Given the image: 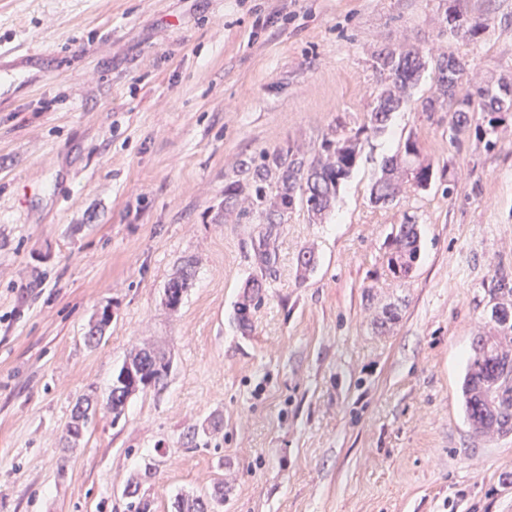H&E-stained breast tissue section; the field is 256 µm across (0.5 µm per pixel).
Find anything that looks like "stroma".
I'll list each match as a JSON object with an SVG mask.
<instances>
[{"instance_id":"35a3bbf8","label":"stroma","mask_w":512,"mask_h":512,"mask_svg":"<svg viewBox=\"0 0 512 512\" xmlns=\"http://www.w3.org/2000/svg\"><path fill=\"white\" fill-rule=\"evenodd\" d=\"M455 12L478 33L452 34ZM402 45L456 55L467 88L512 83V0H0V54L48 61L0 106V512H127L146 470L150 512L218 486L214 512H512V435H477L461 404L472 341L512 286V126L491 149L451 141L450 112L421 107L433 66L335 209L289 211L277 276L249 329L235 320L261 227L225 184L264 150L355 133L386 82L377 54ZM410 136L430 187L372 203ZM407 222L420 253L399 280L386 241ZM141 347L170 368L113 419L112 380Z\"/></svg>"}]
</instances>
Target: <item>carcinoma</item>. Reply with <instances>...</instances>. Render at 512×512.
<instances>
[{"mask_svg":"<svg viewBox=\"0 0 512 512\" xmlns=\"http://www.w3.org/2000/svg\"><path fill=\"white\" fill-rule=\"evenodd\" d=\"M381 71L387 73V84L369 113L368 123L353 135L337 131L325 136L317 156L307 159L290 145L278 146L262 152L261 163L251 177L224 185V203L239 207L240 216L251 224H264L266 231L258 241L255 255L261 277L249 279L243 291L244 299L238 303L236 319L242 329L249 327L251 309L263 299V280L275 272L278 253L275 241L278 226L285 223L288 211L300 203L307 207L311 218L321 220L336 204L341 183L349 177L362 150L361 135L383 132L391 117L403 101V94L416 82L422 63L419 50L404 53L391 50L377 56ZM476 93L483 99V123L471 126L470 112H454L450 125L467 133L475 129L476 136L484 137L493 125L512 119V98L502 101L489 88L481 87ZM416 148L412 163L420 171L421 180L433 177L430 163L420 159L416 140L407 139L403 151L391 156L376 179L372 201L375 204L394 197L406 175L405 157L409 147ZM388 268L396 279L409 276L420 250V232L415 224H401L388 243ZM192 265L186 263L179 279L169 285L173 293L181 296L192 278ZM490 331L475 338L467 360L461 384L464 413L474 431L488 439L512 434V303H497L489 313ZM169 361L164 353L140 349L131 353L118 370L115 380L127 376L128 381L120 393L110 392L108 409L113 420H118L127 399L133 394L155 386L166 376ZM89 408L77 403L67 434L77 435L90 420Z\"/></svg>","mask_w":512,"mask_h":512,"instance_id":"obj_1","label":"carcinoma"}]
</instances>
